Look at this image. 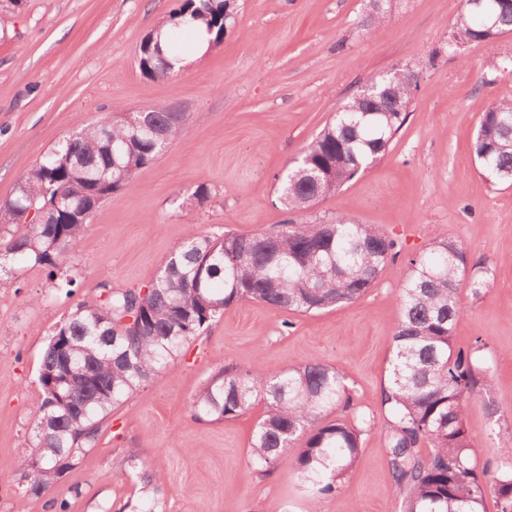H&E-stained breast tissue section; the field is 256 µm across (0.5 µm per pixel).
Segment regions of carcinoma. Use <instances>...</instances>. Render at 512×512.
<instances>
[{
    "instance_id": "1",
    "label": "carcinoma",
    "mask_w": 512,
    "mask_h": 512,
    "mask_svg": "<svg viewBox=\"0 0 512 512\" xmlns=\"http://www.w3.org/2000/svg\"><path fill=\"white\" fill-rule=\"evenodd\" d=\"M190 14L216 31L219 42L235 15L231 0H182L163 17L173 24L166 42L149 32L138 50L144 75H177L174 62L187 49L191 29L176 23ZM512 32V6L483 0L475 10L464 0L444 53L477 43L492 52ZM369 99L355 93L303 150L280 179L278 202L289 214L275 232L191 235L174 245L160 273L146 287L104 290L82 303L49 337L38 383L42 400L31 427L27 458L0 462V482L29 471L22 497L40 498L99 442L112 409L140 391L202 335L224 310L241 301L310 314L361 299L402 251L397 239L344 216L312 220L305 212L335 194L385 156L404 126L420 82L367 81ZM114 110L65 140L24 177L13 197L0 203V284L28 267L45 272L51 291L69 296L77 279L73 245L92 213L183 134L186 114L155 105L135 114ZM472 150L481 175L512 184V100L491 104L480 116ZM34 209L37 221L26 222ZM469 265L465 248L444 239L410 260L399 293L401 318L383 406L389 419L387 455L405 512H484L495 498L512 512V466L490 473L478 463L465 426L470 396L485 387L479 367L481 340L455 348L454 328L463 315L460 277ZM262 408L250 440L252 470L272 474L293 455L312 498L332 495L359 457L370 424L344 418L325 422L334 409L350 407L345 377L320 362L263 373L228 365L209 376L189 411L196 421H222ZM429 453L421 454L423 445Z\"/></svg>"
}]
</instances>
